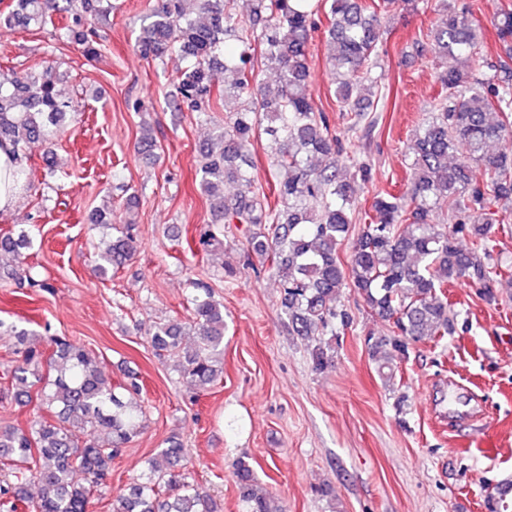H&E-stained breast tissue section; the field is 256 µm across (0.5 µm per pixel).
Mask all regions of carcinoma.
I'll use <instances>...</instances> for the list:
<instances>
[{
    "label": "carcinoma",
    "instance_id": "carcinoma-1",
    "mask_svg": "<svg viewBox=\"0 0 512 512\" xmlns=\"http://www.w3.org/2000/svg\"><path fill=\"white\" fill-rule=\"evenodd\" d=\"M440 2L442 22L413 42L422 59L427 42L437 49L442 91L431 119L413 133L411 179L404 193L374 198L370 223L345 261L340 249L352 223V173L345 165L351 156L309 93L312 28L315 18L325 17L338 111L352 128L371 127L376 120L369 113L385 98L372 77L383 36L380 8L413 10L418 0H249L246 19L237 0H196V15L186 0H157L137 39L143 57L175 56L183 63L175 108L212 124L199 173L214 220L199 232L201 250L223 249L225 226L245 225L248 250L279 277L288 328L298 336H338L336 327L346 326L350 316L336 296L353 290L392 324V336L367 342L372 357L388 369L411 344H437L448 335V285L512 284V266L488 263L495 225L505 219L487 208L491 196L512 197V5L494 13L503 54L490 65L492 74L480 78L459 66L477 54L480 24L448 0ZM111 9L110 0H12L8 11H0V27L40 30L51 23L48 11L70 12L61 37L96 56L91 26ZM257 50L277 75L273 87L255 70ZM218 65L234 79L217 93L211 71ZM221 110L223 121L210 116ZM72 111L52 66L0 81V141L19 151L47 141ZM260 126L277 145L274 166L285 172L272 202L254 190L248 170L249 146ZM459 143L467 156L455 161ZM226 181L237 185V193L224 195ZM442 208L454 224L433 221ZM460 236L470 240V249L459 248ZM32 244L25 230L4 235L0 254L19 258ZM138 247L130 231H119L102 243L99 273L124 265ZM190 304L196 346H184L182 327L169 321L154 325L150 346L160 356L178 357L180 376L205 388L224 370V303L198 283ZM4 338L24 347L22 363L6 370L14 400L25 405L37 390L39 413L24 426H0V512H90L94 493L112 476V459L143 426L146 413L137 400L142 384L133 375L112 383L96 356L65 336L48 339L47 360L29 343L28 331L0 322ZM333 353L328 342L314 347L312 369L330 365ZM184 456L179 439L171 437L147 471L113 496L112 512H218L212 497L178 470ZM235 478L244 512H283L277 498L258 489L247 461H238ZM30 482L39 487L35 499L27 493Z\"/></svg>",
    "mask_w": 512,
    "mask_h": 512
}]
</instances>
